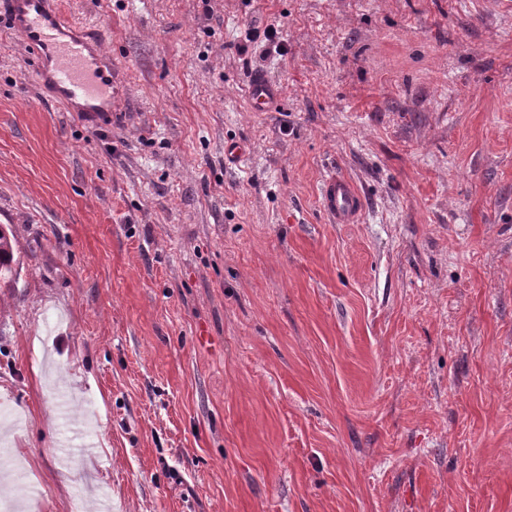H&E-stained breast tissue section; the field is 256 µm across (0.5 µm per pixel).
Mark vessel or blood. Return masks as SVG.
<instances>
[{"instance_id":"obj_1","label":"vessel or blood","mask_w":512,"mask_h":512,"mask_svg":"<svg viewBox=\"0 0 512 512\" xmlns=\"http://www.w3.org/2000/svg\"><path fill=\"white\" fill-rule=\"evenodd\" d=\"M8 24L32 53L36 76L51 96L88 125L112 119V60L94 29L71 21L58 0H0V22ZM252 111H270L280 88L264 75H253L247 90ZM321 203L330 220L352 224L362 208L358 188L328 175L321 184Z\"/></svg>"}]
</instances>
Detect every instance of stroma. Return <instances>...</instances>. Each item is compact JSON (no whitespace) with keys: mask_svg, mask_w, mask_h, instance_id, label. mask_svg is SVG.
Wrapping results in <instances>:
<instances>
[{"mask_svg":"<svg viewBox=\"0 0 512 512\" xmlns=\"http://www.w3.org/2000/svg\"><path fill=\"white\" fill-rule=\"evenodd\" d=\"M60 6L118 117L0 27V512H512V0ZM248 101L252 111L268 112L280 99V87L262 74L251 77L248 90ZM321 203L336 224H354L362 208L358 188L349 180L331 174L321 184ZM12 231L0 226V279H10L16 274L17 258L12 244Z\"/></svg>","mask_w":512,"mask_h":512,"instance_id":"1","label":"stroma"}]
</instances>
